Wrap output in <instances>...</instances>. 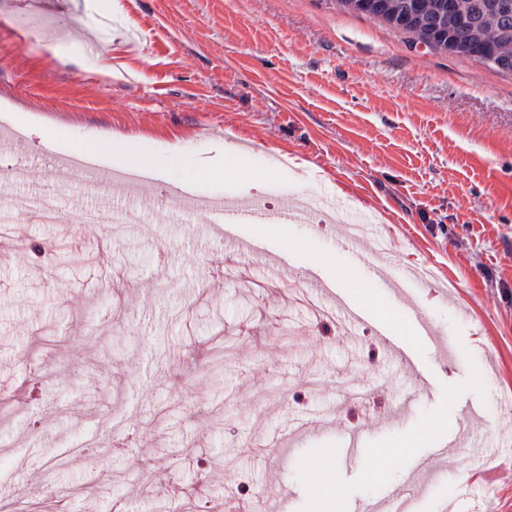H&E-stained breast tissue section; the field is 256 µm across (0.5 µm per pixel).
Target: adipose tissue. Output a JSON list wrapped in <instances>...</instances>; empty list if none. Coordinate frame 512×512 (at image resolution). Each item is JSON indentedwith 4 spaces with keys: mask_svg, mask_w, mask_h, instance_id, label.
<instances>
[{
    "mask_svg": "<svg viewBox=\"0 0 512 512\" xmlns=\"http://www.w3.org/2000/svg\"><path fill=\"white\" fill-rule=\"evenodd\" d=\"M115 161L127 162L150 173L166 172L170 179L194 184L200 180H235L245 178L251 185L261 187L274 179V169L256 164L248 155L240 154L223 163L203 167L179 145L166 153H158L140 137L113 141Z\"/></svg>",
    "mask_w": 512,
    "mask_h": 512,
    "instance_id": "1",
    "label": "adipose tissue"
}]
</instances>
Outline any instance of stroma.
I'll list each match as a JSON object with an SVG mask.
<instances>
[{
  "label": "stroma",
  "instance_id": "35a3bbf8",
  "mask_svg": "<svg viewBox=\"0 0 512 512\" xmlns=\"http://www.w3.org/2000/svg\"><path fill=\"white\" fill-rule=\"evenodd\" d=\"M95 32L79 48L73 30ZM282 158L266 201L330 197L331 224L262 238L281 263L204 250L192 213L131 210L118 232L13 214L0 246V512H326L324 460L347 501L397 485L414 512H512V74L410 45L335 0H0V118ZM32 135L0 145V181ZM373 262L392 249L423 274L406 297L370 283L336 244L350 224ZM321 278L387 326L432 387L377 336L341 331ZM415 305L436 339L416 332ZM482 408L483 468L449 454L419 488L413 462ZM352 464L334 450L352 430ZM120 433L126 450L107 446ZM418 447L393 452L402 441ZM99 453H88L91 444Z\"/></svg>",
  "mask_w": 512,
  "mask_h": 512
}]
</instances>
